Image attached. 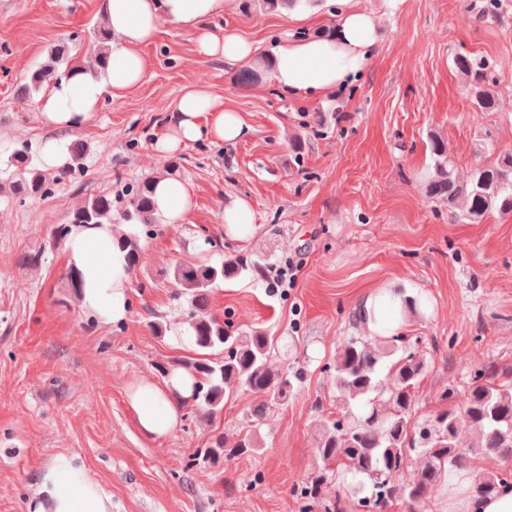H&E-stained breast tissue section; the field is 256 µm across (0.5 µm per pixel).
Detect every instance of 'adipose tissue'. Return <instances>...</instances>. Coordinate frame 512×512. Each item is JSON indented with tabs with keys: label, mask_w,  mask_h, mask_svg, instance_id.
<instances>
[{
	"label": "adipose tissue",
	"mask_w": 512,
	"mask_h": 512,
	"mask_svg": "<svg viewBox=\"0 0 512 512\" xmlns=\"http://www.w3.org/2000/svg\"><path fill=\"white\" fill-rule=\"evenodd\" d=\"M339 2L343 10L333 36L286 40L270 52L267 59L280 88L302 98L326 94L352 84L364 71L377 45L378 20L353 7L352 0ZM232 5L233 0H99L111 33L108 64L92 73L78 68L50 81L41 103L44 125L51 130L78 128L94 117L104 98L121 99L140 86L154 66L144 48L164 20L193 34L204 55L256 65L261 56L254 42L209 26ZM251 132L238 112L225 108L206 88L192 85L174 102L169 131L154 149L174 154L202 139L236 143ZM151 198L159 223L179 224L194 205V189L179 175L164 174L153 182ZM130 230L121 223L76 226L66 241V265L83 283L76 294L78 305L95 322L113 325L129 317L130 275L117 241ZM410 296V291L394 288L369 294L360 305L367 334L402 333ZM191 384L190 375L181 369L160 382L144 376L129 381L127 403L145 438L159 440L176 430ZM29 512H112V499L76 456L61 453L45 468ZM448 512H512V488L483 497L475 492L472 479H465L449 487Z\"/></svg>",
	"instance_id": "obj_1"
}]
</instances>
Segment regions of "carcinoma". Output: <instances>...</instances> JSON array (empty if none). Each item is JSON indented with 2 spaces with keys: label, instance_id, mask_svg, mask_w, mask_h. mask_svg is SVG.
Segmentation results:
<instances>
[{
  "label": "carcinoma",
  "instance_id": "obj_1",
  "mask_svg": "<svg viewBox=\"0 0 512 512\" xmlns=\"http://www.w3.org/2000/svg\"><path fill=\"white\" fill-rule=\"evenodd\" d=\"M102 63L104 59L97 53L77 66L93 68ZM454 65L465 77L476 109L493 111L496 100L486 88L488 62L459 53ZM77 66L69 59L68 48L59 46L52 53L51 64L31 72L18 93L23 97L37 93L50 76H65ZM431 153V198L450 206L465 200L464 219L472 223L480 222L492 210L512 212V151L503 152L495 165L477 168L466 183L457 180L443 141L433 140ZM82 155L83 146L76 143L71 147V163L48 172L34 162L28 146L15 150L5 169L12 195L25 200L51 194L80 165ZM150 184L148 177L136 187H126L115 199L110 195L92 198L70 213L67 223L56 231V238L66 239L73 224L112 222L115 202L124 205L120 217L125 222L146 227L156 224ZM119 244L127 252L129 269L135 270L141 253L137 237L125 235ZM259 271V264L241 254L214 265L176 262L166 271L167 278L189 298L188 332L202 351L192 361H173L172 367L184 368L193 376L188 404L209 415L221 412L224 403L246 391L258 400L252 417L260 421L288 401L299 382V376L273 367L277 344L267 330L256 328L244 336L234 335L210 312V293L217 283ZM215 351L223 357H211ZM425 368L424 357L404 335L372 339L357 334L339 341L332 378L344 415L323 423L315 448L322 468L303 482L304 497L319 498L329 479L336 477L343 480L346 494L358 499L366 512H384L397 499L424 503L431 487L458 474L474 457L512 463V374L474 371L461 405L452 404L457 392L450 385L440 395L448 407L417 425L412 423L414 392ZM464 427L471 431L466 446L460 443ZM256 449L248 434L235 442L219 435L205 455L215 462ZM414 454L420 465L406 479L404 474ZM508 484H512V470L507 468L474 475L475 492L484 497L495 495Z\"/></svg>",
  "mask_w": 512,
  "mask_h": 512
}]
</instances>
